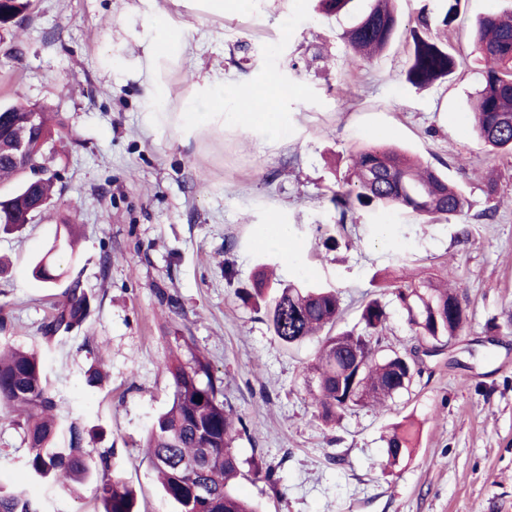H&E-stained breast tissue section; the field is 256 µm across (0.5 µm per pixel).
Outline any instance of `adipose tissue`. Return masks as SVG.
Listing matches in <instances>:
<instances>
[{"instance_id":"obj_1","label":"adipose tissue","mask_w":512,"mask_h":512,"mask_svg":"<svg viewBox=\"0 0 512 512\" xmlns=\"http://www.w3.org/2000/svg\"><path fill=\"white\" fill-rule=\"evenodd\" d=\"M230 96L238 99L235 118L242 127L259 129L273 136L280 134L282 127L274 123L273 116L280 105L282 91L269 77H259L247 92L238 95L225 89L223 81L203 77L196 85V109L200 112H223L224 101Z\"/></svg>"}]
</instances>
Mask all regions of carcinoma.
I'll return each instance as SVG.
<instances>
[{
  "instance_id": "carcinoma-1",
  "label": "carcinoma",
  "mask_w": 512,
  "mask_h": 512,
  "mask_svg": "<svg viewBox=\"0 0 512 512\" xmlns=\"http://www.w3.org/2000/svg\"><path fill=\"white\" fill-rule=\"evenodd\" d=\"M355 2L319 0L321 12L352 19L341 38L353 54L370 58L389 46L399 25L395 0H368L369 6L361 13L356 12ZM444 2L442 11L435 15L421 9L416 25L409 29L407 80L415 87L432 85L457 66L437 32L447 30L456 20L459 0ZM29 7L30 0H0V28L8 27ZM474 46L485 61V70L476 92L473 132L487 147L512 151V12L480 18ZM33 118L44 138L33 149V167L17 166L7 151L0 152V183H15L12 193L0 197V224L6 228L30 223L34 214L49 207L54 195L56 174L51 172V164L56 160L55 135L61 127L57 113L22 101L0 106V144L8 143V130L23 128ZM38 171L44 176H37ZM347 185L348 190L331 197L342 219L356 205L393 207L445 220L468 206L464 193L449 185L439 171L386 146L357 151ZM58 250L60 245L54 243L36 261V280L53 283L64 276L53 273V253ZM270 287L271 279L263 268L253 287L240 289L238 295L247 302L264 297ZM393 294L414 335L428 347L426 355L442 354L461 336L467 315L456 291L420 279L394 287ZM91 312L90 297L76 277L42 326L43 343L48 346L62 334L81 330ZM341 317L338 294L325 288L279 283L267 306L270 328L284 345L318 339L307 387L319 417L326 423L338 421L355 407L386 405L422 373L409 352L382 353L388 313L381 299L371 298L361 305L359 330H335ZM165 371L171 381V404L153 420L144 447L176 512H261L259 504L234 490V480L244 475L243 465L256 474L262 472V465L255 459L242 461L234 448L247 428L242 417L224 402L223 379L214 375L206 357L193 351L186 361L177 356L167 361ZM0 405L23 434L28 445L26 466L34 479L73 494L93 482L102 512H139L136 489L110 471L113 449H97L100 466H91L86 449L89 432L65 414L52 395L41 350L8 345L0 349ZM418 437L413 423L397 426L386 441L389 463L411 455ZM202 487L209 495L199 494ZM0 512L40 510L25 490L0 486Z\"/></svg>"
}]
</instances>
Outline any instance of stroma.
Masks as SVG:
<instances>
[{
    "label": "stroma",
    "instance_id": "35a3bbf8",
    "mask_svg": "<svg viewBox=\"0 0 512 512\" xmlns=\"http://www.w3.org/2000/svg\"><path fill=\"white\" fill-rule=\"evenodd\" d=\"M442 6L398 0L390 47L357 61L341 39L347 19L324 17L316 0H248L220 15L206 0H31L0 30V103L23 96L58 112L67 132L52 210L0 228V346L40 344L66 283L35 280L34 261L75 224L77 251L57 263L80 277L94 311L45 352L47 372L71 416L96 431L95 447L113 449L111 470L136 488L140 512H175L139 441L171 400L165 362L193 349L247 422L239 456L275 473L236 482L262 512H512V152L478 142L470 114L481 70L472 27L512 0H459L447 32L458 66L417 88L406 80L408 30L421 8ZM159 13L182 28L186 53L151 55ZM269 74L286 92L280 136L244 131L231 102L220 119L190 109L197 77L247 86ZM152 78L166 88L165 111L145 107ZM370 145L421 157L468 207L447 222L380 208L339 217L330 196ZM488 209L495 221L481 220ZM273 215L291 254L255 243ZM263 265L285 283L336 289L344 328L382 294L388 350L418 339L383 282L430 273L457 290L469 321L408 393L327 424L303 384L317 341L284 346L263 304L237 295ZM98 367L105 376L89 386ZM407 419L420 428L416 448L387 466L385 439ZM27 454L0 418V485L24 488L43 512H98L92 486L74 497L31 481Z\"/></svg>",
    "mask_w": 512,
    "mask_h": 512
}]
</instances>
